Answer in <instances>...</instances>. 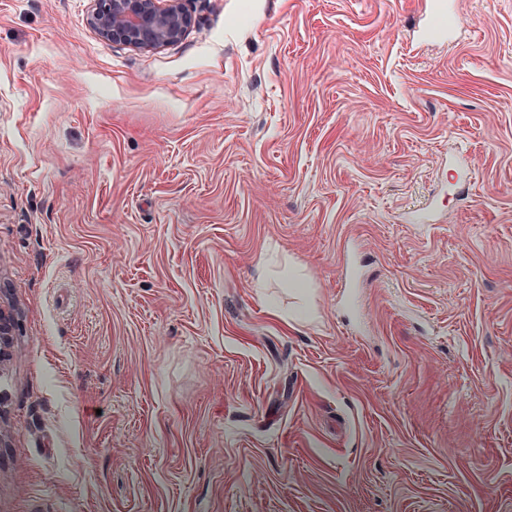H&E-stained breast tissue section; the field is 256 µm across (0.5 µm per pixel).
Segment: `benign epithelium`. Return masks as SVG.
<instances>
[{
  "label": "benign epithelium",
  "instance_id": "7a95c632",
  "mask_svg": "<svg viewBox=\"0 0 512 512\" xmlns=\"http://www.w3.org/2000/svg\"><path fill=\"white\" fill-rule=\"evenodd\" d=\"M91 24L105 39L153 49L179 40L189 24L184 0H93Z\"/></svg>",
  "mask_w": 512,
  "mask_h": 512
}]
</instances>
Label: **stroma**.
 <instances>
[{
    "label": "stroma",
    "mask_w": 512,
    "mask_h": 512,
    "mask_svg": "<svg viewBox=\"0 0 512 512\" xmlns=\"http://www.w3.org/2000/svg\"><path fill=\"white\" fill-rule=\"evenodd\" d=\"M421 2L0 0V512H512V0ZM185 0H93L91 24L105 39H118L141 49L179 40L189 24ZM456 14L454 0H433L424 3L422 8V25L418 32L419 40H433L441 43L454 42L459 38L458 28L452 22L442 19Z\"/></svg>",
    "instance_id": "1"
}]
</instances>
